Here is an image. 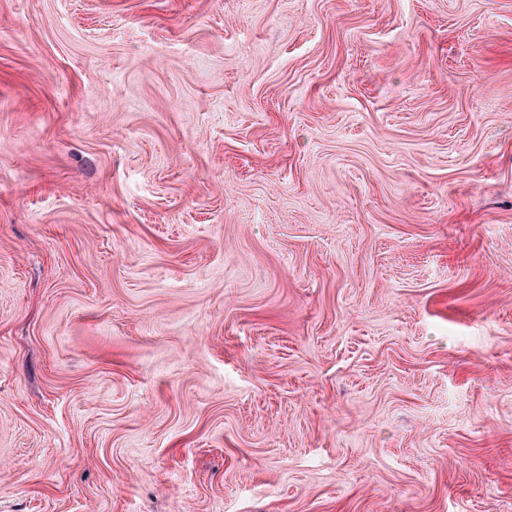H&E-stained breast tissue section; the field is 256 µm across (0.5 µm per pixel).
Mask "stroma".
Segmentation results:
<instances>
[{
	"label": "stroma",
	"mask_w": 512,
	"mask_h": 512,
	"mask_svg": "<svg viewBox=\"0 0 512 512\" xmlns=\"http://www.w3.org/2000/svg\"><path fill=\"white\" fill-rule=\"evenodd\" d=\"M0 512H512V0H0Z\"/></svg>",
	"instance_id": "stroma-1"
}]
</instances>
